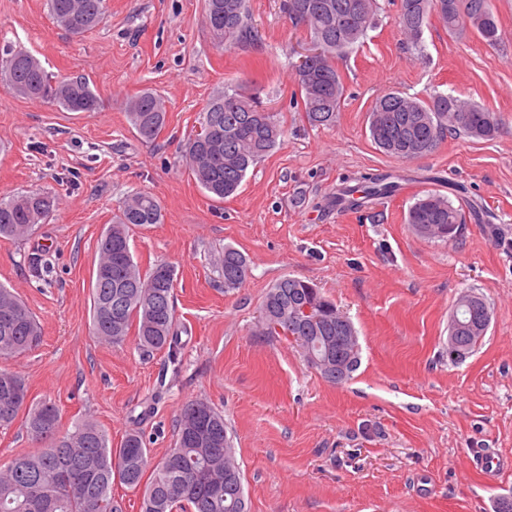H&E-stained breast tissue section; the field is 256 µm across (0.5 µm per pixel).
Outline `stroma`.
Returning a JSON list of instances; mask_svg holds the SVG:
<instances>
[{"label": "stroma", "instance_id": "1", "mask_svg": "<svg viewBox=\"0 0 512 512\" xmlns=\"http://www.w3.org/2000/svg\"><path fill=\"white\" fill-rule=\"evenodd\" d=\"M374 28L336 66L345 99L333 126L311 127L294 107V65L310 47L282 0H249L255 44L221 48L203 0H107L104 25L74 36L45 0H0V50L35 55L55 76H82L94 112L0 89V197L55 195L50 223L28 240L0 238V284L43 328L41 344L0 360L29 396L55 403L63 427L88 418L113 445L140 432L153 458L173 447L181 407L204 398L232 430L249 512H494L512 493V0H493L500 39L424 29L408 51L398 0H379ZM241 85L277 115L283 142L217 202L185 168L180 146L209 100ZM144 89L166 104V125L142 141L126 102ZM471 100L500 120L494 139L447 135L426 155L381 153L369 115L381 95ZM398 175L400 191L358 211L336 207L339 188L366 173ZM153 194L161 223L134 226L142 267L175 268L176 356L140 353L134 339L91 334L90 288L98 240L127 194ZM433 192L479 208L454 242L416 235L405 219ZM251 261L225 291L214 265L225 245ZM294 277L319 286L358 331L361 365L334 385L289 341L259 336L267 289ZM487 299L492 318L474 354L448 358L458 296ZM504 462L489 485L476 459Z\"/></svg>", "mask_w": 512, "mask_h": 512}]
</instances>
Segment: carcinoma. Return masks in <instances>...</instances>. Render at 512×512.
<instances>
[{
    "instance_id": "1",
    "label": "carcinoma",
    "mask_w": 512,
    "mask_h": 512,
    "mask_svg": "<svg viewBox=\"0 0 512 512\" xmlns=\"http://www.w3.org/2000/svg\"><path fill=\"white\" fill-rule=\"evenodd\" d=\"M462 15L456 0H401L398 25L408 46H421L424 27L437 13L448 31L470 29L488 43L498 40L499 22L492 0H468ZM51 19L73 35L96 28L106 18V0H46ZM288 17L303 24L312 47L319 50L307 70L296 68V81L308 123L331 126L344 101L343 77L336 67L372 28L380 10L378 0H283ZM205 22L221 46L252 44L257 32L247 0H204ZM0 87L31 100L52 103L68 112H93L99 99L83 77H54L28 51L9 48L0 58ZM126 112L137 136L149 142L157 138L166 122V107L160 96L145 90L129 99ZM499 119L474 103L448 94L427 100L388 92L370 111L369 132L385 154L413 159L432 152L446 133L490 140ZM284 130L259 98L242 90L213 98L202 112L199 129L187 138L183 158L197 183L222 200L233 195L248 171L282 141ZM398 185L388 177L371 174L345 189L348 195L391 197ZM49 193L29 191L0 198V238L26 239L48 223L57 208ZM162 208L145 192L127 195L118 214L98 242L99 258L92 276V333L100 341L122 344L135 332L138 349L160 352L176 345L174 328V267L158 263L142 268L130 247L132 225L159 224ZM413 231L430 239L455 240L465 216L452 202L429 193L408 212ZM216 268L224 291L241 287L250 262L232 245L224 246ZM330 311L316 322L299 323L300 308L312 295ZM469 301L455 303L452 317V350L448 357L460 363L475 351L490 325L491 307L485 298L468 293ZM12 311L18 319L7 324L0 318V359L17 357L41 341L42 328L24 302L0 285V315ZM260 334L277 336L281 326L295 336L299 348L327 359L330 371L315 370L327 382L341 385L360 365V353L352 352L344 337L357 331L343 318L336 304L317 285L293 277L282 278L266 292L260 304ZM14 388L28 393L24 379L0 370V392ZM24 416L28 433L44 446L18 455L0 469V512H122L112 497L117 480L132 490H143L141 512H247L242 474L236 448L227 433L224 415L204 399H194L180 409L176 440L158 461L151 462L143 435H125L114 448L106 431L93 420H80L72 429H60V411L49 401L3 408L0 426ZM32 484L46 494L42 503L29 496Z\"/></svg>"
}]
</instances>
